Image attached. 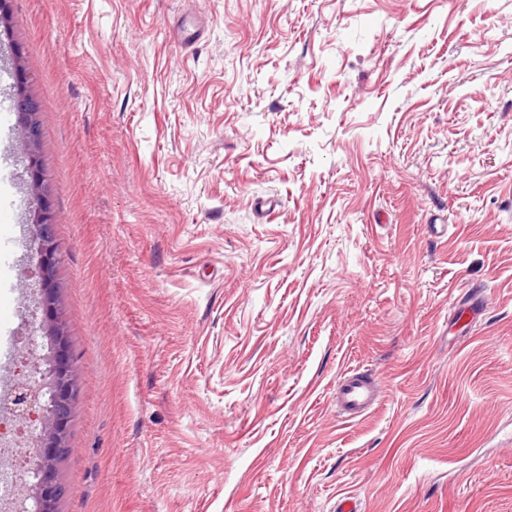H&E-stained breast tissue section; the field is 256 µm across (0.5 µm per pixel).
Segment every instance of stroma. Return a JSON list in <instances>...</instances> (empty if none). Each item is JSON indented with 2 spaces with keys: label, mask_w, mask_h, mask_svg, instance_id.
Instances as JSON below:
<instances>
[{
  "label": "stroma",
  "mask_w": 512,
  "mask_h": 512,
  "mask_svg": "<svg viewBox=\"0 0 512 512\" xmlns=\"http://www.w3.org/2000/svg\"><path fill=\"white\" fill-rule=\"evenodd\" d=\"M8 10L79 377L58 512H512V0ZM381 383L360 369L343 374L336 385V411L349 419L362 417L380 400Z\"/></svg>",
  "instance_id": "stroma-1"
}]
</instances>
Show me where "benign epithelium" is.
I'll use <instances>...</instances> for the list:
<instances>
[{
  "label": "benign epithelium",
  "mask_w": 512,
  "mask_h": 512,
  "mask_svg": "<svg viewBox=\"0 0 512 512\" xmlns=\"http://www.w3.org/2000/svg\"><path fill=\"white\" fill-rule=\"evenodd\" d=\"M16 78L13 106L18 112L21 135L26 145L25 172L29 176L33 195L32 236L38 255L36 266L28 269L26 277L32 280L31 287L36 295L35 309L41 312L40 329L49 340L51 349L43 358L42 385L36 388L26 384L16 386L14 412L23 423L36 422L40 427L34 479L25 483L26 495L35 500L36 512H54L61 489L54 477L53 467L64 449L77 375L52 284L59 245L52 204L44 194L45 178L35 149L40 139V127L34 119L39 105L23 88L28 76L20 66L17 67Z\"/></svg>",
  "instance_id": "7a95c632"
}]
</instances>
